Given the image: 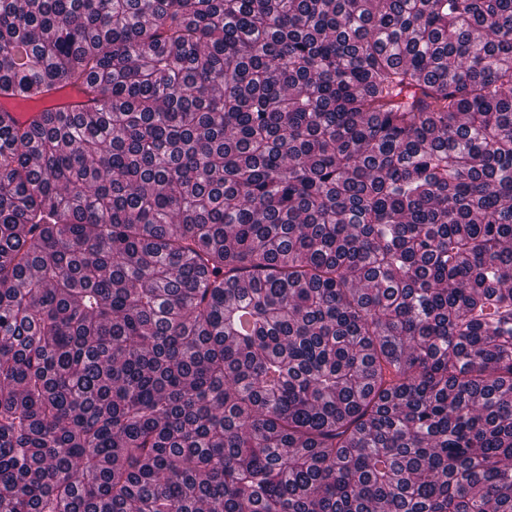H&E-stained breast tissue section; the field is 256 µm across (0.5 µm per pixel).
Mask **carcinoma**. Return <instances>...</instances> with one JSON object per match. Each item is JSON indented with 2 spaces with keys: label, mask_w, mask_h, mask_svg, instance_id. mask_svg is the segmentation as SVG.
I'll return each instance as SVG.
<instances>
[{
  "label": "carcinoma",
  "mask_w": 512,
  "mask_h": 512,
  "mask_svg": "<svg viewBox=\"0 0 512 512\" xmlns=\"http://www.w3.org/2000/svg\"><path fill=\"white\" fill-rule=\"evenodd\" d=\"M17 98L0 512H512V0H0Z\"/></svg>",
  "instance_id": "1"
}]
</instances>
